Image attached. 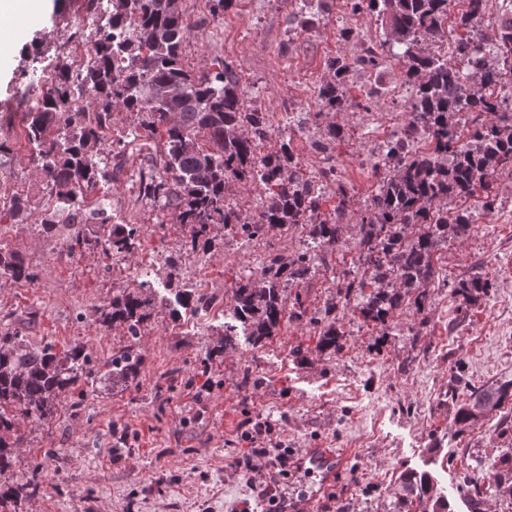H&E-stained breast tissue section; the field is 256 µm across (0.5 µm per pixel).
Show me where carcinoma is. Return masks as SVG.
<instances>
[{"mask_svg":"<svg viewBox=\"0 0 512 512\" xmlns=\"http://www.w3.org/2000/svg\"><path fill=\"white\" fill-rule=\"evenodd\" d=\"M109 23L99 28L91 50L93 62L86 82L94 89L90 101L95 111L77 108L60 111L67 100L66 68H60L53 96L28 112L25 139L35 147L32 162L37 173L48 177L50 196L55 203L40 219V234L55 236L71 230L74 244L98 249L109 257L125 256L136 248L137 230L125 224H111L107 209L88 216L76 213L81 190L110 178L112 153L123 142L103 148V132L112 111L122 108L145 116L130 130L133 139L152 138L163 131V148L150 157L158 172L141 176L143 194L162 212H170L187 228L191 243L210 250L216 246L218 225L244 238L265 236L275 228L299 224L323 244L335 247L344 238L343 217L349 203L346 188L336 181V168L329 165L318 175L320 182L336 185V205L322 209L325 197L314 190L312 176L295 157L292 139L282 137L274 150L262 151L270 139L266 113L246 105L245 90L232 62L217 68L190 70L182 64L188 26L176 0H110ZM296 24L305 30L318 22L323 0H294ZM354 4L377 15L383 26L382 45L404 46L400 53L404 80L414 84L418 97L411 119L432 131L438 145L447 149L454 140L455 115L464 106L475 113L476 134L470 143L453 152L455 164L448 168L434 158L418 156L394 167L379 181L377 195L361 210L359 247L365 277L357 288L364 301L359 313L364 320L383 324L401 301L402 292L425 288L436 277L432 253L448 240V228L464 234L476 223L475 216L458 209L449 210L455 195H481V208L494 207V176L512 167V112L486 101L490 85L512 82V29L498 34L494 45L497 63L461 75L454 65L437 56L432 45L447 35L442 27L448 0H354ZM487 0H469L458 24L467 37L458 40L466 51L474 42L470 21L486 8ZM373 52L348 59L337 56L328 61V76L316 87L319 111L343 112L351 106L368 111L382 95L369 91L356 104L346 94L349 74L360 65H378ZM492 114L494 121L482 116ZM235 182L261 187L259 219L237 208L228 193ZM438 222L428 224L429 211ZM420 231L409 250L395 256L393 248L412 220ZM393 256L398 271L389 278L377 273L387 256ZM315 273L306 255L286 260L278 255L262 262L257 271L242 275L232 287L231 300L237 321L249 332L253 344L260 345L277 335L284 319L282 285L290 279L305 283ZM0 276L30 280L33 272L15 252L0 249ZM371 289L365 293V289ZM490 281L475 275L463 279L452 294L468 304L479 294H487ZM336 306L316 317L296 299L291 319L313 324L328 321L320 331L323 349L339 350L336 322L329 321ZM104 325H120L134 339L151 318L147 300L134 292L112 298L110 307L98 308ZM145 364L144 356L128 346L95 368L80 347L56 351L52 343L30 348L18 336H0V473L8 467L9 448L3 434L21 439L19 420L42 423L52 417L63 397L74 386L87 388L99 382L126 383L135 379ZM512 399V381L473 391L460 404L455 421L468 425L481 416L499 410ZM467 493L476 504L490 494L512 496V485H487L479 479L466 482ZM402 490L423 507V512H447L448 499L431 476L410 473Z\"/></svg>","mask_w":512,"mask_h":512,"instance_id":"obj_1","label":"carcinoma"}]
</instances>
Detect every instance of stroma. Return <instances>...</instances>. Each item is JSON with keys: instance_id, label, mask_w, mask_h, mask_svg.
I'll return each mask as SVG.
<instances>
[{"instance_id": "obj_1", "label": "stroma", "mask_w": 512, "mask_h": 512, "mask_svg": "<svg viewBox=\"0 0 512 512\" xmlns=\"http://www.w3.org/2000/svg\"><path fill=\"white\" fill-rule=\"evenodd\" d=\"M260 2L235 0L221 16L197 15L183 59L192 70L216 59L233 62L249 78L247 106L265 109L282 128L310 111L327 61L360 56L361 49L357 38H340L337 27L303 30L288 9ZM82 7V0H51L40 17L19 18V35L0 41L10 52L0 67L2 181L27 169L20 91L34 60L52 54L59 28ZM398 108L385 96L368 112L321 116L294 138L296 154L313 172L317 124L333 121L345 133L331 152L351 198L346 245L357 243L362 193L371 178L356 171L354 159L368 150L369 126L384 125ZM161 147L158 139L128 141L107 184L114 220L138 228L130 256L69 251L66 237L39 235L35 209L18 223L0 224V246L17 252L35 274L31 281L0 277V336L23 337L32 347L78 346L108 360L132 342L121 328L102 326L97 307L136 289L139 270L151 281L152 317L132 343L146 357L144 371L126 385L98 386L81 404L63 399L46 423L22 425L24 440L13 448L5 474L24 487L16 512H239L268 478L227 466L229 457L249 450L241 436L248 418L271 421L296 454L346 451L335 490L313 502L314 512H421L402 498V477L411 471L436 478L448 512H512L507 495L471 506L462 485L467 475L501 476L494 463L512 452V404L504 424L495 415L466 427L454 423L457 403L472 389L512 381V175H496L493 211L449 240L448 262L426 288L424 309L407 303L376 324L363 319L362 297L354 292L336 323L340 353L319 348V326L293 320L263 345L241 335L224 350L232 309L216 314L179 306L164 260L179 258L182 282L204 278L216 298L266 254L250 246L192 248L188 230L166 220L140 191L143 164ZM473 274L493 287L463 312L451 285Z\"/></svg>"}]
</instances>
